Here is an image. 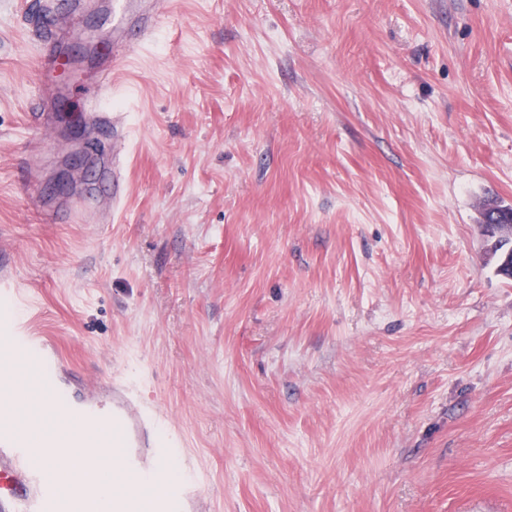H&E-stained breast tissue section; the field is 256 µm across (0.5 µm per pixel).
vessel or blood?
Listing matches in <instances>:
<instances>
[{"instance_id": "obj_1", "label": "vessel or blood", "mask_w": 512, "mask_h": 512, "mask_svg": "<svg viewBox=\"0 0 512 512\" xmlns=\"http://www.w3.org/2000/svg\"><path fill=\"white\" fill-rule=\"evenodd\" d=\"M174 4L175 0H72V17L93 9L112 29V49L97 62L105 78L102 85L88 88L91 106L81 120L92 130L108 132L112 139V151L100 156L97 169L98 182L109 190L116 212L125 199L122 172L126 162V123L123 108L105 104L106 88L119 75L130 53L142 46L172 12ZM32 31L40 45L41 68L54 72L66 56L70 31L53 14L38 16ZM62 104L60 90L42 86L30 114L34 128L57 130L66 118ZM47 211L53 221L76 223L83 219L87 205L82 200L63 202L48 206ZM23 363L36 364L53 377L55 398L66 407V422L53 423L52 432L82 435L94 432L107 420L118 428L117 437L124 452L117 464L124 471L153 473L168 461L167 443L156 439L157 414L151 407L139 405L136 386L113 385L112 400L108 403L94 397L72 401V383L64 372L58 348L18 319L1 320L0 378H11ZM31 433L26 424L0 422V512H69L71 503L60 484L48 477L44 461L30 446Z\"/></svg>"}]
</instances>
